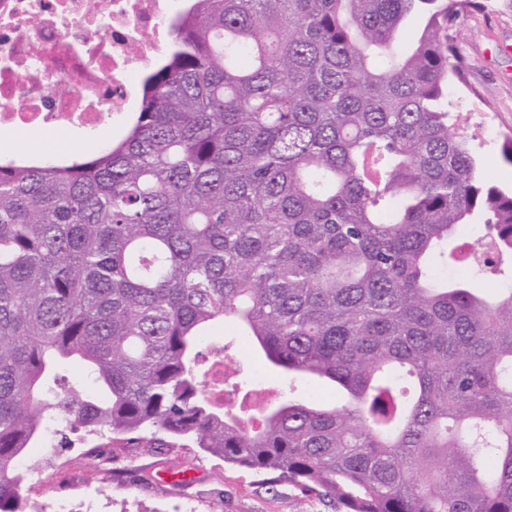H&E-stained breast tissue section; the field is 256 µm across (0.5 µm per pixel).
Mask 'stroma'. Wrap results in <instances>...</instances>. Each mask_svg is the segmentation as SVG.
<instances>
[{
  "label": "stroma",
  "instance_id": "1",
  "mask_svg": "<svg viewBox=\"0 0 512 512\" xmlns=\"http://www.w3.org/2000/svg\"><path fill=\"white\" fill-rule=\"evenodd\" d=\"M460 52L465 60L466 81L454 85L449 100L454 115L467 119L466 137L484 178L499 188L512 190V165L500 153L504 134L512 132V0H480L461 24ZM123 130L59 136L45 130L0 131V154L12 152L52 153L68 157L86 155L92 146L120 140ZM225 352L243 360L238 375L226 387L238 395L254 388V374H262L271 392L306 397L314 386L305 379L287 376L266 366L256 353L241 355L242 341L233 324L219 327ZM67 445L46 448L36 445L41 458L23 487L27 498H64L91 503L94 512H335L316 497L288 484L268 490L259 475L225 464L198 448H116L111 461L88 456L92 437L82 428L66 429ZM140 469L150 474L147 483L108 482L107 469ZM196 474V481L173 488L162 481L167 472Z\"/></svg>",
  "mask_w": 512,
  "mask_h": 512
}]
</instances>
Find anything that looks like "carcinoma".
Instances as JSON below:
<instances>
[{
    "mask_svg": "<svg viewBox=\"0 0 512 512\" xmlns=\"http://www.w3.org/2000/svg\"><path fill=\"white\" fill-rule=\"evenodd\" d=\"M427 6L413 43L404 19ZM476 0H193L118 143L0 158V512L50 422L193 446L344 512H512V193L450 121ZM485 232L462 231L474 220ZM286 376L255 427L204 397L225 322ZM82 364L86 387L53 391Z\"/></svg>",
    "mask_w": 512,
    "mask_h": 512,
    "instance_id": "cac0c4a2",
    "label": "carcinoma"
}]
</instances>
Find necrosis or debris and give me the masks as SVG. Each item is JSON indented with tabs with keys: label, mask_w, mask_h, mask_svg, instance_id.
<instances>
[{
	"label": "necrosis or debris",
	"mask_w": 512,
	"mask_h": 512,
	"mask_svg": "<svg viewBox=\"0 0 512 512\" xmlns=\"http://www.w3.org/2000/svg\"><path fill=\"white\" fill-rule=\"evenodd\" d=\"M186 2L0 0V129L123 122Z\"/></svg>",
	"instance_id": "obj_1"
}]
</instances>
